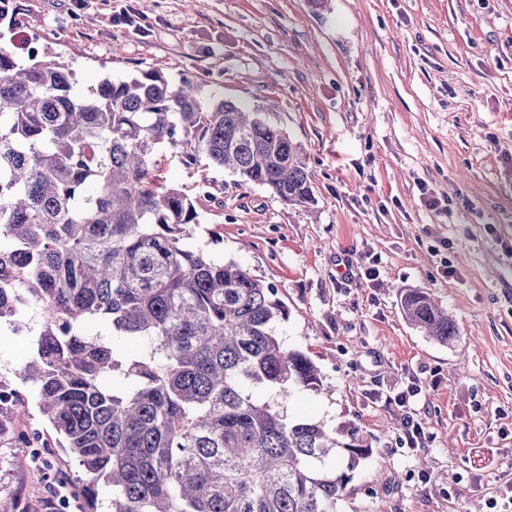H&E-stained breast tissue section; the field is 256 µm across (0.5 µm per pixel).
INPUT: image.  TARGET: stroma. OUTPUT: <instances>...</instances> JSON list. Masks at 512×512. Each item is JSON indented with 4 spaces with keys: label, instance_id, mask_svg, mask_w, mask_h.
Listing matches in <instances>:
<instances>
[{
    "label": "stroma",
    "instance_id": "obj_1",
    "mask_svg": "<svg viewBox=\"0 0 512 512\" xmlns=\"http://www.w3.org/2000/svg\"><path fill=\"white\" fill-rule=\"evenodd\" d=\"M14 2L6 47L24 62L15 42L35 40L78 91L158 70L301 145L314 206L214 168L190 244L275 286L282 340L328 387L281 409L370 448L343 512H499L512 499V0ZM408 288L448 311L455 340L404 320ZM412 381L421 394L397 406ZM408 412L426 447H401ZM17 453L0 446V497L41 512L44 483Z\"/></svg>",
    "mask_w": 512,
    "mask_h": 512
}]
</instances>
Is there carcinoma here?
Returning a JSON list of instances; mask_svg holds the SVG:
<instances>
[{
	"mask_svg": "<svg viewBox=\"0 0 512 512\" xmlns=\"http://www.w3.org/2000/svg\"><path fill=\"white\" fill-rule=\"evenodd\" d=\"M75 84L53 54L21 64L0 45V324L39 309L14 374L82 470L70 496L90 512H342L369 448L255 396L320 391L321 370L280 338L273 285L189 245L195 201L158 175L168 147L308 207L302 148L265 113L206 105L155 70ZM400 304L425 335L458 336L428 293Z\"/></svg>",
	"mask_w": 512,
	"mask_h": 512,
	"instance_id": "carcinoma-1",
	"label": "carcinoma"
}]
</instances>
